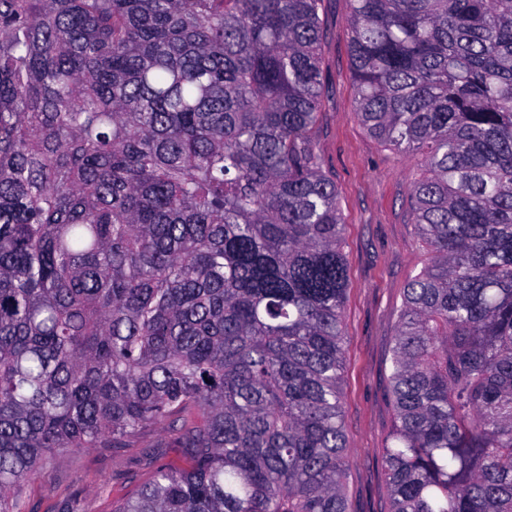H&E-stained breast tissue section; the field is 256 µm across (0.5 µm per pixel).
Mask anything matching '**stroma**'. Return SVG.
I'll list each match as a JSON object with an SVG mask.
<instances>
[{"label": "stroma", "instance_id": "35a3bbf8", "mask_svg": "<svg viewBox=\"0 0 512 512\" xmlns=\"http://www.w3.org/2000/svg\"><path fill=\"white\" fill-rule=\"evenodd\" d=\"M349 0H322L323 107L313 140L334 180L344 223L348 269L342 403L351 468L349 512H381L386 484L380 461L393 426L391 346L403 290L428 259L411 220L409 180L420 156L371 136L355 112L349 51ZM167 427L142 429L121 448H72L51 456L23 484V512H112L156 468L176 457Z\"/></svg>", "mask_w": 512, "mask_h": 512}]
</instances>
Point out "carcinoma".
Masks as SVG:
<instances>
[{
    "instance_id": "carcinoma-1",
    "label": "carcinoma",
    "mask_w": 512,
    "mask_h": 512,
    "mask_svg": "<svg viewBox=\"0 0 512 512\" xmlns=\"http://www.w3.org/2000/svg\"><path fill=\"white\" fill-rule=\"evenodd\" d=\"M356 112L421 157L384 512H512V0H350ZM320 0H0V512L178 435L113 512H349ZM124 448H71L51 456L21 487L24 512H112L134 496L156 468L175 459L166 426L142 429Z\"/></svg>"
}]
</instances>
